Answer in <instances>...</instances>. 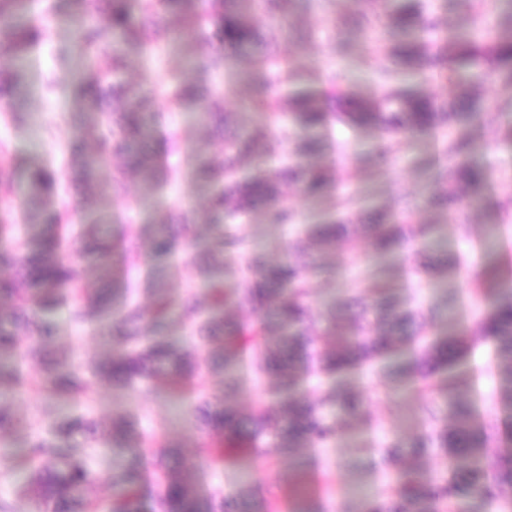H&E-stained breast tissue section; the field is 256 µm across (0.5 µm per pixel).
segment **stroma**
Returning a JSON list of instances; mask_svg holds the SVG:
<instances>
[{
    "label": "stroma",
    "instance_id": "35a3bbf8",
    "mask_svg": "<svg viewBox=\"0 0 512 512\" xmlns=\"http://www.w3.org/2000/svg\"><path fill=\"white\" fill-rule=\"evenodd\" d=\"M429 2L441 28L487 23L494 26L500 39L512 41V0ZM358 10L357 0H336L335 7L317 13L296 11L289 15L291 34L278 46L280 56L292 64L284 87L287 95L318 94L322 76L332 70L340 84L368 98L380 95L390 86L409 87L433 97L445 95L443 82L424 70L400 71L389 82L380 81L372 65L381 59L383 22L378 19L366 26H354L352 18ZM30 19L38 25L42 42L24 60L25 93L18 107L28 118L21 126L0 120V149L22 175L42 165L64 169L65 143L75 139L92 142L97 132L93 116L79 110L74 90L54 96L42 91L49 73L57 70L62 60L73 59L76 54L80 26L72 17L67 0H53L49 5L35 0ZM303 29L313 30L311 41L297 40L296 31ZM341 39L350 43L353 57L340 63L334 57L333 43ZM209 49L208 43L189 38L155 53L134 55L125 75L156 89L154 108L167 112L164 90L172 75L183 69L189 56ZM458 80L484 101V111L472 128V159L490 174L481 206L464 203L450 213L427 202L434 191V171L428 161L435 152L436 139H447V132H440L435 138L425 134L401 137L392 153L385 156L381 148L386 139L377 128L338 127L320 135L323 152L318 160L336 173L330 191L323 197L310 198L291 188L283 195L299 213V225L271 224L262 213L254 211L228 223V231L245 235L253 246L278 260L284 257L299 226L324 224L341 217L362 225L377 212H399L404 199H415L416 208L406 221L432 225L431 237L419 244L428 260L434 262L457 254L463 256V263L419 277L411 271L417 262L415 254L403 250L377 252L368 236L360 232L354 238L353 249L339 247L323 255L329 272L313 281L312 310L321 312L343 296L368 294L372 284L379 283L401 298L418 303L428 315L433 337L462 329L474 330L481 313L512 290V213H503L498 208L500 200L512 196V138L505 136L507 128L512 127V111L504 107L505 102L512 101V85L488 80L474 69L461 70ZM217 83L224 91V109L232 113L234 122L241 126L255 124L257 116L248 106L250 67L245 58L232 55ZM167 114V125L155 141L159 150H166L169 139L175 138L185 156L223 153V140L200 121L199 108ZM128 191L134 198L130 204L97 190L81 191L83 204L75 223L86 224L108 214L113 223L140 227L160 223L179 207H190L197 220L192 247L172 265L152 266L151 276L170 298H181L189 290L204 291L205 284L196 274L193 257L212 236L205 222L208 184L186 169L177 179L156 189L146 191L132 181ZM55 321L58 346L71 352L73 360L81 366H89L111 353L113 341L100 323L73 326L63 309L56 313ZM234 374L238 390L231 403L239 410L247 412L258 402L272 400L274 380L262 376L250 360L241 361ZM450 375L468 379L467 400L476 415L495 418L501 434L512 431V408L497 398V369L482 341H475L469 355L453 367ZM28 378L27 386L8 395L13 424L7 432H0V498L8 499L14 512L35 510L31 496L19 489L24 477L25 450L32 437L73 411L91 412L99 430L104 432L111 431L113 419L136 413L148 433L165 436L184 457L196 460L199 434L194 408L190 401L173 397L164 387L117 389L94 378L87 394L72 401L53 399L43 392L36 361L28 363ZM336 386L358 392L365 410L362 416L350 421L335 444L301 449L294 458L262 448L216 474L198 463L189 474L198 492L204 495L220 491L245 498L261 485L271 490L280 512H289L288 480L299 461L304 460L308 463L311 502H331L335 512H359L366 499L386 484L377 464L379 442L388 436L411 437L426 431V395L409 380L376 368L350 371L337 379ZM80 446L99 477L92 499L111 496L106 477L113 468L128 462L127 450L101 447L91 439L81 440Z\"/></svg>",
    "mask_w": 512,
    "mask_h": 512
}]
</instances>
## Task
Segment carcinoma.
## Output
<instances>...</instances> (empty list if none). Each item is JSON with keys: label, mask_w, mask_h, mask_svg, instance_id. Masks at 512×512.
Instances as JSON below:
<instances>
[{"label": "carcinoma", "mask_w": 512, "mask_h": 512, "mask_svg": "<svg viewBox=\"0 0 512 512\" xmlns=\"http://www.w3.org/2000/svg\"><path fill=\"white\" fill-rule=\"evenodd\" d=\"M333 0H260L273 19L284 20L293 5L315 10ZM73 13L90 23L81 31L79 54L89 69L75 88L83 107L98 118L100 130L91 149L79 141L68 146L70 181L87 187L108 161L112 178L104 191L114 197L127 194L128 179L136 176L154 189L179 171L153 148V136L162 126V113L153 110L154 93L125 77V58L142 55L167 44L176 30L188 31L211 43L213 50L195 58L178 80L172 103L178 108L205 104L214 133L224 139V156H198L190 162L196 175L211 187L209 224L216 233L213 246L198 252V274L206 284L204 294H188L179 304L167 297L147 310L126 300L130 283L128 268L153 256L164 261L189 246L193 235L191 210L154 225L150 232L152 255L122 231L114 234L112 217L85 224L76 241L80 261L103 268H116L112 281L84 282L75 266L58 255L55 239L42 233H21L10 213L0 214V240H21L20 247L0 248V354L34 356L41 365L43 383L57 395H80L89 385L88 375L104 379L114 388L163 383L187 387L196 402V427L201 434L200 455L212 468H222L242 449L271 448L293 456L301 448L323 447L335 442L347 417L363 409L355 393L330 388L316 400L298 395L304 378L317 374L329 379L393 355L406 343L417 344L414 359L400 367L418 388L432 392L429 412L433 424L409 441L394 437L382 444L387 487L366 500L365 512H465L463 500L481 498L499 512H512V446L503 444L498 425L482 421L464 401L466 381H437L472 347L471 334L458 332L431 341L424 339L426 319L406 301L387 294V288L372 287L370 295L351 297L327 307L323 320H345L349 328L332 349L321 344L329 335L313 324L308 302L310 280L320 270L316 255L353 239L347 221L318 224L306 229L288 248V259L270 262L249 249L246 239L224 230L228 218L248 210L262 209L271 224H296L298 214L282 202L283 190L299 186L310 195L327 188L335 177L316 168L315 141H303L296 158L273 170L262 168L264 158L279 152L280 143L270 139L267 123L285 114L293 126L322 130L340 124L374 126L392 138L444 126L456 129L453 138L441 144L432 160L436 189L433 202L450 211L462 195L472 203L482 200L488 182L485 168L471 162L472 122L480 109L465 95L457 81V69L476 68L497 81L512 84V43L497 42L483 32L461 35L453 29L437 31L424 14L422 0H404L391 26L403 30L407 39L386 50V63L377 75L386 80L392 68L426 69L444 80L447 92L440 99H427L410 88H395L379 99L358 96L350 88L336 86V75L327 78L318 97L302 96L284 101L278 95L272 74L283 76V60L274 47L284 35L280 25L258 30L251 14L255 0H68ZM28 0H0V22L22 17ZM38 33L17 24L0 27V48L19 56L37 45ZM112 49L111 70L101 73L92 66L94 50ZM252 49L250 105L263 112L266 122L232 129L224 112V94L212 76L224 69L226 49ZM22 85L17 67L0 68V105L15 123L24 113L12 110ZM251 164L255 173L238 176ZM57 183L52 167L36 168L20 181L6 155L0 156V198L23 194L29 206L27 223L46 227L64 220L67 202H51ZM377 250L390 252L415 245L430 232L427 224L414 227L396 224L377 215L365 225ZM239 259L243 275L215 281L211 273L226 261ZM70 303V319L82 324L105 320L112 329V356L95 362L90 372L75 365L68 353L52 349L57 328L51 315ZM256 315L253 322H235L223 317L226 306ZM190 323L191 335L176 340L163 333L172 319ZM475 335L494 348L501 369L500 394L512 404V292L496 302L478 321ZM256 352L263 374L279 380L276 406H260L248 414L224 405L202 383L205 374L224 368V392L235 388L231 367L245 345ZM27 374L22 364L0 366V388L22 386ZM94 434L91 420L70 414L56 420L45 434L30 443L26 459L32 466L29 492L36 512H143L141 488L151 487V512H276L270 491L255 492L250 501L233 505L220 492L201 495L195 485L176 476L184 463L180 451L162 441L151 455L143 448L144 434L134 414L112 422V437H120L131 459L108 478L121 495L111 501L90 499L98 481L83 459L81 449L69 437ZM434 454L446 467L425 476L398 465L405 457Z\"/></svg>", "instance_id": "1"}]
</instances>
